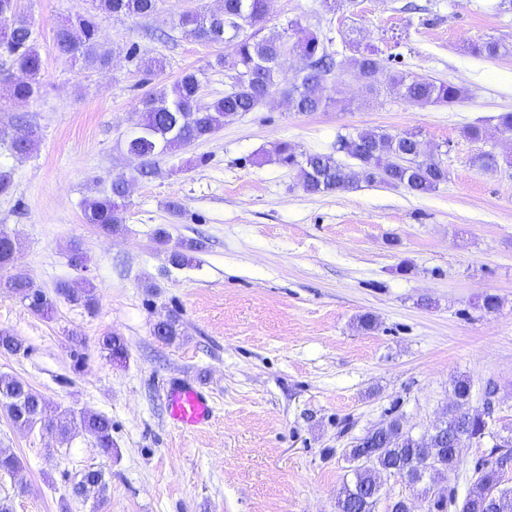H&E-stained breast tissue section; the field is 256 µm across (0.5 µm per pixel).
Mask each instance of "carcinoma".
<instances>
[{"mask_svg": "<svg viewBox=\"0 0 512 512\" xmlns=\"http://www.w3.org/2000/svg\"><path fill=\"white\" fill-rule=\"evenodd\" d=\"M17 0H0V27L8 29L9 36L0 40V81L7 80L18 100L32 97L38 88L43 68L41 55L33 43V31L25 22L4 24L15 14ZM159 0H96L94 13L78 15L69 21L68 30L56 32L60 55L72 62L83 61L99 67L112 64V51L97 40L96 13H110L114 17H146L158 10ZM268 0H224L220 17L199 11L178 15L175 26L191 38L215 44L229 43L231 58L222 55L216 65L229 71L230 89L224 96L202 101L200 89L202 72L183 74L171 86L150 92L141 99L144 131L125 140L128 155L138 160L134 177L150 178L155 174L156 158L173 152L187 143L207 139L224 123L246 112H252L281 84L282 58L295 54L308 61V71L301 81L292 84L284 94L294 112H318L338 98L323 96L328 81L338 83L335 72L351 70L365 81L369 90L375 89V80L382 61L372 51L335 63L328 50L327 38L303 28L299 19H291L287 30L296 40L275 34L259 36L267 13ZM503 45L494 39L474 43L471 54L496 57ZM390 88L405 102L420 107L452 105L464 97V91L451 83L395 72L390 77ZM339 152L352 159L344 163L331 153L297 154L293 146L283 142L275 148L278 162L297 172L304 192L315 194L343 193L360 183H383L403 187L416 194L435 191L448 181V169L423 159V143L410 132L396 134L360 131L340 136ZM126 189L123 179L112 180L110 187L88 199L83 205L86 223L95 224L107 232L124 223ZM17 243L0 236V268L14 262ZM3 287L27 302L40 291L33 281L14 278ZM65 300L87 308L95 304L94 288H72L67 284L57 288ZM155 334L172 341L184 335L180 320L171 316L155 326ZM101 348L115 358L125 354L122 337L112 333L101 339ZM471 382L466 377L453 380V400L444 412V419L433 430L415 436L405 430L401 421L393 418L357 439L348 449L353 463L351 483L344 485L336 498V512H374L379 500L382 476L399 475L419 488L428 502V512H447L440 507L436 493L448 483L458 470L456 454L465 442L482 441L488 435L484 416L471 412ZM0 404L10 421L18 427L31 429L48 417V408L42 397L23 383L0 375ZM61 438L66 439L80 428L94 438L101 453L112 455V421L103 415H78L61 411L51 418ZM492 461L475 468L477 482L484 493L469 495L462 501L448 492L446 505L456 512H512V487H501L502 462L512 460V439H503L493 445ZM107 491L105 474L99 469H87L74 482L72 493L86 497L93 493L98 498Z\"/></svg>", "mask_w": 512, "mask_h": 512, "instance_id": "cac0c4a2", "label": "carcinoma"}]
</instances>
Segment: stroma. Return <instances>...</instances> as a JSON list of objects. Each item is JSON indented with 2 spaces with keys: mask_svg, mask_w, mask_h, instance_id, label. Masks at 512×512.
Here are the masks:
<instances>
[{
  "mask_svg": "<svg viewBox=\"0 0 512 512\" xmlns=\"http://www.w3.org/2000/svg\"><path fill=\"white\" fill-rule=\"evenodd\" d=\"M221 0H160L148 17H99L110 68L71 63L55 33L91 0H17L43 62L28 100L0 83V170L13 188L0 195V235L19 253L3 277H26L53 298L49 316L0 293V330L23 350L0 351V375L19 379L50 410L101 414L112 421L114 451L91 437L64 441L48 424L17 428L0 409V450L24 465L0 472V497L14 512H336L352 477L356 438L391 419L419 435L441 420L456 377L472 383L470 407L494 391L491 435L465 444L448 483L458 496L476 488L475 467L494 437H512V7L500 0H269L263 35L287 19L331 37L339 59L377 51L375 90L341 74L342 101L298 114L283 94L228 122L212 137L162 156L154 177L132 184L120 231L83 219V203L129 175L124 138L141 119L140 100L184 72L202 71L205 99L223 95L216 67L230 45L185 36L171 25L185 11ZM506 45L493 58L469 43ZM136 58H128L129 49ZM162 60L146 73L142 60ZM403 71L464 88L451 106L409 105L391 91ZM481 123L474 141L464 129ZM362 130L416 133L447 183L416 195L364 184L310 195L274 148L333 152ZM28 134L30 154L12 155L8 134ZM493 154L496 166L480 158ZM183 204L172 213L168 202ZM201 243L185 266L156 243ZM86 261L73 267L70 249ZM93 287L94 309L57 297L61 283ZM499 299L486 313L485 295ZM178 315L186 333L172 341L154 327ZM374 325L362 329L360 315ZM126 344L113 359L98 340ZM208 394L214 413L187 430L168 413L172 383ZM103 470L104 503L73 497L86 469Z\"/></svg>",
  "mask_w": 512,
  "mask_h": 512,
  "instance_id": "1",
  "label": "stroma"
}]
</instances>
